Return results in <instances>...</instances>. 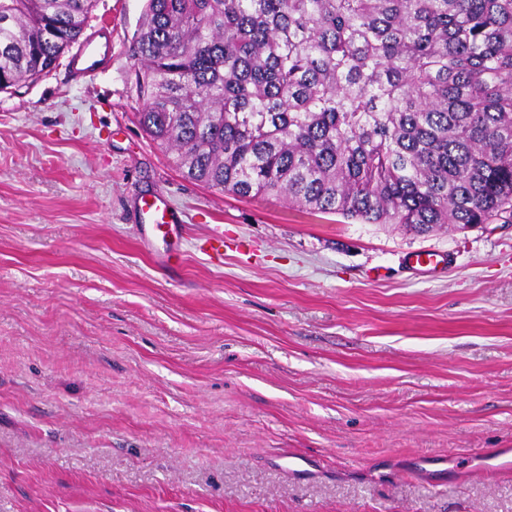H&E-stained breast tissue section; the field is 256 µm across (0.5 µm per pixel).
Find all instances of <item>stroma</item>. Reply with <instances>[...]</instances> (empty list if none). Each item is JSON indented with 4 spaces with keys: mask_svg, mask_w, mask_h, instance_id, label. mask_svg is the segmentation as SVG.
I'll list each match as a JSON object with an SVG mask.
<instances>
[{
    "mask_svg": "<svg viewBox=\"0 0 512 512\" xmlns=\"http://www.w3.org/2000/svg\"><path fill=\"white\" fill-rule=\"evenodd\" d=\"M145 5L96 0L93 75L0 92V512H512V473L474 471L512 448V224L417 236L185 179L139 124ZM139 212L141 218L144 215H149L153 232H161L164 237L173 235L179 238L181 226L177 223V214L161 197L156 196L150 200H143Z\"/></svg>",
    "mask_w": 512,
    "mask_h": 512,
    "instance_id": "1",
    "label": "stroma"
}]
</instances>
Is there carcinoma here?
Segmentation results:
<instances>
[{
	"mask_svg": "<svg viewBox=\"0 0 512 512\" xmlns=\"http://www.w3.org/2000/svg\"><path fill=\"white\" fill-rule=\"evenodd\" d=\"M95 0H0V92ZM140 123L185 177L415 234L512 218V0H147Z\"/></svg>",
	"mask_w": 512,
	"mask_h": 512,
	"instance_id": "cac0c4a2",
	"label": "carcinoma"
}]
</instances>
